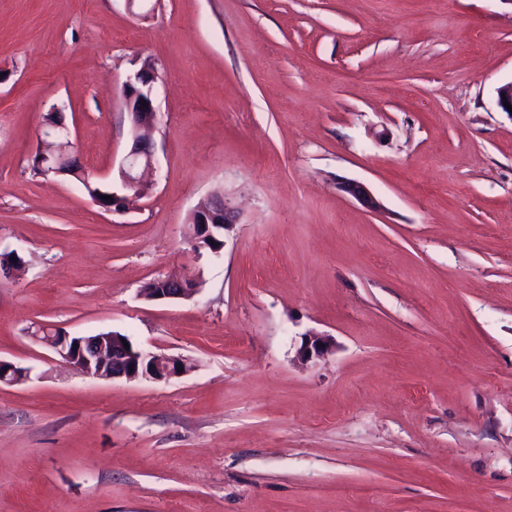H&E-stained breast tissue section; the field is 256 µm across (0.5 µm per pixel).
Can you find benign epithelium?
Instances as JSON below:
<instances>
[{
	"instance_id": "7a95c632",
	"label": "benign epithelium",
	"mask_w": 512,
	"mask_h": 512,
	"mask_svg": "<svg viewBox=\"0 0 512 512\" xmlns=\"http://www.w3.org/2000/svg\"><path fill=\"white\" fill-rule=\"evenodd\" d=\"M158 79L156 71L143 67L134 75V80L124 86V104L131 127L130 147L124 157L119 177L121 192L102 190L93 194L97 206L105 211H116L130 197L141 198L146 194L147 184L141 171L152 166L155 145L151 137L157 112L154 104V84ZM343 190L366 207L375 210L379 203L367 189L357 181L348 182ZM109 196L105 200L102 195ZM197 239L212 235L211 228L222 224L229 228L235 223V209L222 195H213L197 208ZM192 283L174 278L155 280V287L144 290L147 299L155 302H173L192 296ZM34 338L49 345L63 361L97 379H169L187 372V360L180 357L161 356L129 345L124 347L127 337L114 332L109 336L71 337L63 331L54 330L48 335L42 331ZM331 341L324 334L309 333L304 338L300 354L309 359L322 356L330 348ZM28 378V371L14 363L0 359V384H19Z\"/></svg>"
}]
</instances>
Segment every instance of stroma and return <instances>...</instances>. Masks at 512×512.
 <instances>
[{
	"label": "stroma",
	"instance_id": "1",
	"mask_svg": "<svg viewBox=\"0 0 512 512\" xmlns=\"http://www.w3.org/2000/svg\"><path fill=\"white\" fill-rule=\"evenodd\" d=\"M147 65L150 190L107 212ZM510 83L512 0H0V512H512ZM55 104L87 182L33 169ZM40 327L191 368L94 379ZM199 212L198 222L195 223L200 234L197 240L211 236V228L215 224H224V231L235 224L236 211L229 202L224 199V195H213L205 203H202L193 213L194 216ZM156 288H149L150 283L145 285L144 295L147 299L155 302H173L180 299H187L192 296L194 288L192 283L174 278H161L154 281ZM303 345L300 350V354L303 358L309 359L313 356H322L330 348L331 341L327 335L318 334L315 332L305 335Z\"/></svg>",
	"mask_w": 512,
	"mask_h": 512
}]
</instances>
